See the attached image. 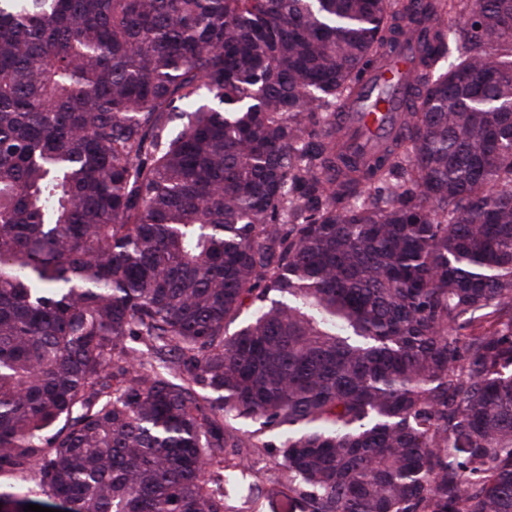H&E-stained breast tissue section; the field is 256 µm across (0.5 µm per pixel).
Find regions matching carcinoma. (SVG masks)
Returning <instances> with one entry per match:
<instances>
[{"label": "carcinoma", "instance_id": "1", "mask_svg": "<svg viewBox=\"0 0 512 512\" xmlns=\"http://www.w3.org/2000/svg\"><path fill=\"white\" fill-rule=\"evenodd\" d=\"M262 456L512 512V0H0V512H257ZM415 47V42L412 41L405 44L401 56L398 57L394 66L386 67L375 73L374 83L380 86L384 83L393 82L390 88V97L386 108L382 111L385 113L403 112L404 105V88L407 81L410 79L408 64L406 57L409 56Z\"/></svg>", "mask_w": 512, "mask_h": 512}]
</instances>
